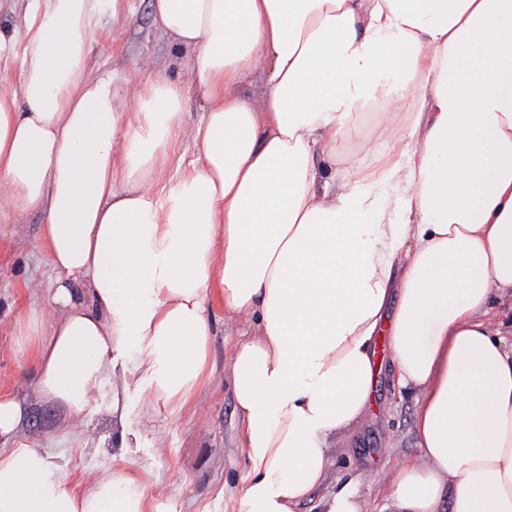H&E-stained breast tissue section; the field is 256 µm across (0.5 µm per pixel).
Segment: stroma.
Wrapping results in <instances>:
<instances>
[{
  "instance_id": "stroma-1",
  "label": "stroma",
  "mask_w": 512,
  "mask_h": 512,
  "mask_svg": "<svg viewBox=\"0 0 512 512\" xmlns=\"http://www.w3.org/2000/svg\"><path fill=\"white\" fill-rule=\"evenodd\" d=\"M104 26L119 22L125 27L120 40H99L90 58L91 69L111 70L117 83L138 81L146 74L188 84L186 55L162 37L151 16L150 0H101ZM50 274L43 220L33 211L20 225L0 226V394L20 399L25 413L18 433L0 439V448L22 443L51 444L54 455L70 461L73 479L87 471L146 468L147 485L162 484L193 512H235L247 461L241 452L242 423L234 413L229 365L235 345L246 333L244 325L224 320V309L213 304L209 361L215 368L211 383L178 418L146 422L138 415L139 397L127 405L128 423L108 411L100 398L84 438L86 449L76 442L51 443L59 427L54 405L39 400L33 387L32 365L21 354L12 336L18 316L31 306L46 304L44 292H31L27 283L47 281ZM416 397L401 389L390 372H382L373 385L371 408L354 432L332 442L334 466L328 481L344 484L359 477L358 494L370 512H379L388 493V482L405 461L416 459L414 435Z\"/></svg>"
}]
</instances>
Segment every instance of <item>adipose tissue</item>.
Segmentation results:
<instances>
[{"instance_id": "adipose-tissue-1", "label": "adipose tissue", "mask_w": 512, "mask_h": 512, "mask_svg": "<svg viewBox=\"0 0 512 512\" xmlns=\"http://www.w3.org/2000/svg\"><path fill=\"white\" fill-rule=\"evenodd\" d=\"M207 106L154 78L137 111L88 66L98 0H33L0 29V224L40 212L46 308L13 325L34 389L80 436L116 372L179 414L213 373L211 300L249 335L231 359L249 468L237 512H301L364 419L386 336L418 392L419 462L387 512H512V0H152ZM265 69L261 107L236 93ZM383 152L323 158L368 106ZM197 152L166 176L181 140ZM140 472L71 480L0 448V512H184Z\"/></svg>"}]
</instances>
